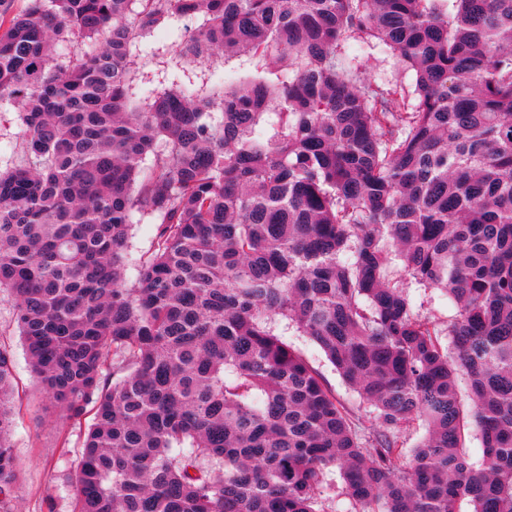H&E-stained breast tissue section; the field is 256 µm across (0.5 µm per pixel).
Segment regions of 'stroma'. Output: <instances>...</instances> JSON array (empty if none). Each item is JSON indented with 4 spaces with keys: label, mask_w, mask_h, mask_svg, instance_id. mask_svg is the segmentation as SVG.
<instances>
[{
    "label": "stroma",
    "mask_w": 512,
    "mask_h": 512,
    "mask_svg": "<svg viewBox=\"0 0 512 512\" xmlns=\"http://www.w3.org/2000/svg\"><path fill=\"white\" fill-rule=\"evenodd\" d=\"M202 19L185 16L154 25L131 49L134 69L132 94L137 102L147 95L181 84L199 94H207L225 76L239 72L242 61L217 55L205 60L188 61L177 55L179 43L198 34ZM24 126L18 110L0 108V169L12 167L20 158L19 144ZM413 311L419 318L443 329L440 342L445 349L453 344L446 329L454 315L447 297L437 290L412 288L408 291ZM288 343L299 348L311 365L332 388L337 399L349 407L364 423H372L373 410L360 402L358 395L342 380L320 348L300 336L295 327L280 325ZM0 345L13 354L14 430L13 448L20 461V473L13 491L16 512H69L71 487L66 474L79 448L80 431L47 408L31 373L28 359L16 332L11 299L0 294ZM68 447H61L62 438Z\"/></svg>",
    "instance_id": "obj_1"
}]
</instances>
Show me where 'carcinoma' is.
<instances>
[{
    "label": "carcinoma",
    "instance_id": "cac0c4a2",
    "mask_svg": "<svg viewBox=\"0 0 512 512\" xmlns=\"http://www.w3.org/2000/svg\"><path fill=\"white\" fill-rule=\"evenodd\" d=\"M13 2L0 106L25 134L0 172V292L49 407L91 418L71 512H326L334 468L352 512H512V0ZM190 15L203 28L180 53L252 69L132 108L131 44ZM379 54L413 82L368 76ZM146 218L155 241L133 258ZM412 286L455 305V359ZM11 390L0 349V512ZM278 327L280 332L284 333L282 337L288 343L299 348L311 365L321 373L327 384L336 394V398L349 407L366 425L374 423L373 408H369L362 402L360 403L358 395L345 384L320 348L305 336H300L295 327L287 326L285 321L281 322Z\"/></svg>",
    "mask_w": 512,
    "mask_h": 512
}]
</instances>
